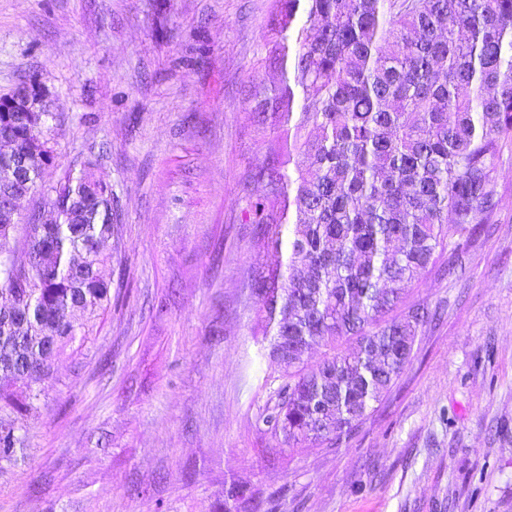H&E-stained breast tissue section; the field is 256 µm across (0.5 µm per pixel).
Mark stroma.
Segmentation results:
<instances>
[{
	"instance_id": "obj_1",
	"label": "stroma",
	"mask_w": 512,
	"mask_h": 512,
	"mask_svg": "<svg viewBox=\"0 0 512 512\" xmlns=\"http://www.w3.org/2000/svg\"><path fill=\"white\" fill-rule=\"evenodd\" d=\"M274 0H0V97L29 78L55 118L43 181L97 159L112 187V307L49 357L0 512H224L230 486L277 512H512V152L500 206L410 301L436 312L359 430L291 448L258 420L260 228L250 110Z\"/></svg>"
}]
</instances>
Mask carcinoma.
<instances>
[{"label":"carcinoma","instance_id":"carcinoma-1","mask_svg":"<svg viewBox=\"0 0 512 512\" xmlns=\"http://www.w3.org/2000/svg\"><path fill=\"white\" fill-rule=\"evenodd\" d=\"M267 59L279 85L253 87L252 121L277 130L252 178L262 299L253 335L283 370L264 425L292 447H334L358 431L410 362L425 308L406 302L419 273L446 247L468 244L500 204L497 166L512 143V0H276ZM49 112H0V135L27 159L24 179L51 220L0 210V463L24 452L23 417L48 366L40 341L61 353L88 336L111 305L112 187L88 158L42 184L53 154ZM316 136L305 134L307 128ZM22 228L24 259L10 245ZM354 341L356 351L339 348ZM331 354L312 373L304 355ZM232 486L224 512H262Z\"/></svg>","mask_w":512,"mask_h":512}]
</instances>
